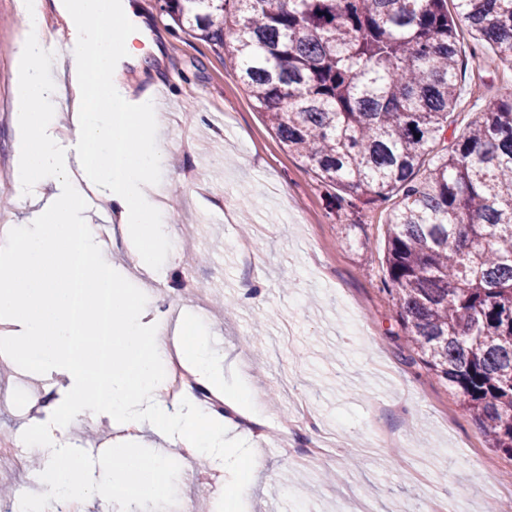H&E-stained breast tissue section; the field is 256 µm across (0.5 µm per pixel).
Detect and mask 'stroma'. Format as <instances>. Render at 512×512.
Here are the masks:
<instances>
[{"label":"stroma","mask_w":512,"mask_h":512,"mask_svg":"<svg viewBox=\"0 0 512 512\" xmlns=\"http://www.w3.org/2000/svg\"><path fill=\"white\" fill-rule=\"evenodd\" d=\"M18 0H0V218L20 216L13 178L12 57L19 31ZM145 27L130 28L137 59L118 77L130 100L164 87V179L170 240L159 251L156 274L131 271L127 288L149 317L167 324L173 307L200 315L208 341L226 359L224 383L250 391L249 410L267 424L263 434L237 429L251 479L237 512H347L369 499L376 512H425L441 496L466 512L512 504V457L490 448L456 391L439 381L406 345L382 266L387 210L328 207V190L310 165L288 152L228 56L182 30L160 0H140ZM461 95L448 118L459 133L493 107L512 66L456 25ZM348 224L361 232L346 234ZM249 231L255 248L242 263L236 240ZM66 398L17 360L0 325V435L23 448L33 421L52 430ZM312 423H304L303 412ZM294 426L282 434L275 420ZM67 434L87 471L110 454L119 430L108 417L74 423ZM405 446L392 454L381 435ZM329 447L306 466L304 448ZM141 454L170 457L167 493L112 512H225L219 491L198 482L202 473L221 485L239 482L222 457L200 459L148 432ZM43 466L0 463V483L41 496ZM330 470L337 479L322 482Z\"/></svg>","instance_id":"obj_1"}]
</instances>
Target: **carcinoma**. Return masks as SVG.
<instances>
[{
	"instance_id": "carcinoma-1",
	"label": "carcinoma",
	"mask_w": 512,
	"mask_h": 512,
	"mask_svg": "<svg viewBox=\"0 0 512 512\" xmlns=\"http://www.w3.org/2000/svg\"><path fill=\"white\" fill-rule=\"evenodd\" d=\"M512 65V0H453ZM225 53L342 210L386 204L406 342L512 457V85L443 144L461 74L448 0H163ZM424 176L416 173L424 161Z\"/></svg>"
}]
</instances>
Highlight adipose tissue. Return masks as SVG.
<instances>
[{
    "mask_svg": "<svg viewBox=\"0 0 512 512\" xmlns=\"http://www.w3.org/2000/svg\"><path fill=\"white\" fill-rule=\"evenodd\" d=\"M64 12L76 38L71 47L45 39V0H20V35L13 54L14 179L19 190L40 188L33 210L20 224L0 233V319L20 327L13 342L22 360L46 376H59L67 399L56 431L42 443L74 456L63 433L78 419L108 415L116 429H150L178 441L194 455L225 452L227 465L241 467L228 434L246 395L224 387V361L214 357L199 321L189 326L182 358L197 382L223 395L227 417L217 418L193 399L175 407L159 400V360L165 348L158 325L142 321L141 308L114 273L99 262L101 243L82 219L87 193L97 194L137 246L133 269H152L159 247L169 240L160 174L165 165L161 116L155 100L143 95L136 111L122 108L127 90L115 77L118 55H135L124 39L132 0H68ZM83 266V313L73 319V268ZM109 292L112 354L97 352L98 307ZM170 473L169 460L147 458L132 447L117 449L89 481L76 483L74 469L44 472L45 497L27 512H52L55 504L84 489L100 506L113 500L158 498Z\"/></svg>",
    "mask_w": 512,
    "mask_h": 512,
    "instance_id": "1",
    "label": "adipose tissue"
}]
</instances>
